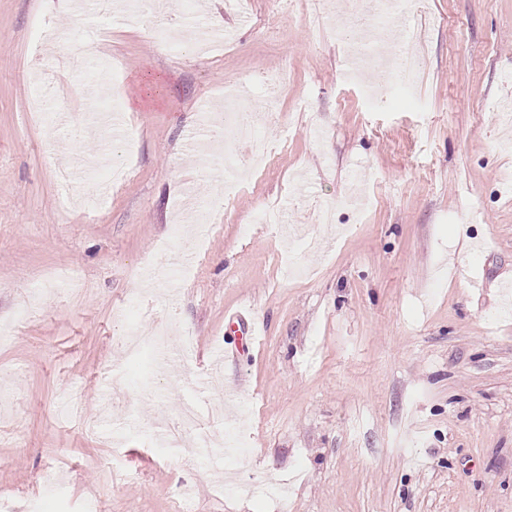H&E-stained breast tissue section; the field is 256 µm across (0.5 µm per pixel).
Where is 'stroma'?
<instances>
[{"instance_id": "stroma-1", "label": "stroma", "mask_w": 512, "mask_h": 512, "mask_svg": "<svg viewBox=\"0 0 512 512\" xmlns=\"http://www.w3.org/2000/svg\"><path fill=\"white\" fill-rule=\"evenodd\" d=\"M415 17L428 49L394 99L387 73L346 67L401 30L349 38L311 0H216L193 17L233 29L215 56L168 48L147 15L106 32L60 0H0V512H84L91 493L96 512H512V0ZM46 24L111 57L131 147L90 132L91 76L36 51ZM273 78L276 111L257 115L273 165L239 143L219 175L191 144L201 103ZM106 147L129 178L96 209L65 204ZM69 270L81 292L59 285ZM135 295L142 328L174 331L162 371L116 340ZM242 304L259 348L207 373ZM187 398L226 413L214 453L236 427L239 493L164 446Z\"/></svg>"}]
</instances>
